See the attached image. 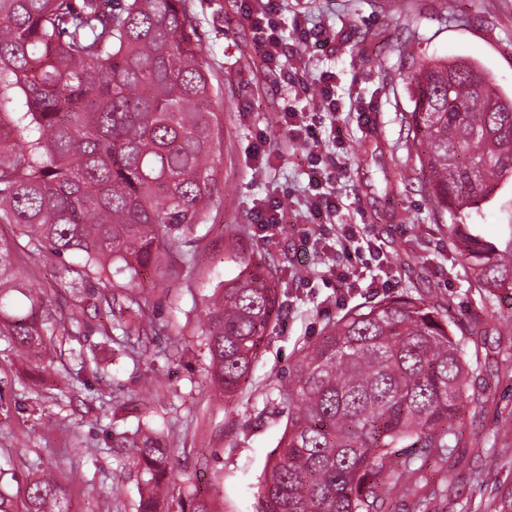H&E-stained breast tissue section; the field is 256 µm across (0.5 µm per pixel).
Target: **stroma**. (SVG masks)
Segmentation results:
<instances>
[{"mask_svg":"<svg viewBox=\"0 0 512 512\" xmlns=\"http://www.w3.org/2000/svg\"><path fill=\"white\" fill-rule=\"evenodd\" d=\"M284 55L262 68L239 0H189L201 38L204 67L216 88L209 108L222 124L216 203L199 242L204 263L164 283L145 272L153 331L143 353L120 352L94 313L98 281L71 293L64 281L76 258L25 254L24 283L48 295L54 310H84L80 333L60 339L53 364L39 369L17 359L0 335V487L21 501L40 471L70 473L72 512H95L101 492L113 491L112 512H136L143 481L131 449L117 447L138 421L163 433L173 449L171 493L164 512H177L187 484L208 487L222 512H257L265 466L286 417L278 387L298 348L320 336L347 309L386 297H424L456 314L496 313L500 334L469 339L470 384L485 392L482 408L467 411L464 442L448 469L425 463L422 475L442 495L423 512H512V293L486 297L470 285L429 196L426 175L406 142L403 117L412 111L407 75L414 64L464 58L480 64L499 92L512 94V0H280ZM324 26L336 50L300 40L298 28ZM304 61L301 92L280 71ZM335 75L344 144L321 143L336 154L337 223L353 224L360 244L379 247L392 268L388 284L336 293L322 277L342 254L317 246L304 232L308 145L292 143L281 123L284 100L312 110V84ZM286 203L289 223L260 229L255 210ZM486 239L512 237V185L471 214ZM272 258L283 266V311L251 374L232 401L209 380L205 313L215 287L236 277L245 260ZM179 352H172V339Z\"/></svg>","mask_w":512,"mask_h":512,"instance_id":"stroma-1","label":"stroma"}]
</instances>
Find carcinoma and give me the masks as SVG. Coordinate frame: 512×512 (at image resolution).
Segmentation results:
<instances>
[{"mask_svg": "<svg viewBox=\"0 0 512 512\" xmlns=\"http://www.w3.org/2000/svg\"><path fill=\"white\" fill-rule=\"evenodd\" d=\"M413 110L407 138L420 148L429 196L448 214L449 238L474 287L512 291V239L503 248L464 223L512 182V98L466 60L422 65L409 77ZM188 0H0V224L27 238V251L74 254L68 282L128 288L101 294L107 320L136 313L112 339L125 349L153 324L136 289L150 269L164 282L195 265L189 237L215 203L221 122ZM276 265L247 267L215 289L206 336L214 385L229 402L259 357L281 312ZM22 256L0 238V333L36 365L49 362L57 337L80 314H54L22 287ZM423 297L359 304L298 350L278 389L284 432L267 464L258 512H385V485L417 493L418 472L401 449L429 455L462 442L461 414L483 404L469 391L466 335ZM146 488L138 512H160L171 448L162 433L135 430ZM66 476L28 483L17 506L0 493V512H71ZM179 512H216L189 487Z\"/></svg>", "mask_w": 512, "mask_h": 512, "instance_id": "carcinoma-1", "label": "carcinoma"}]
</instances>
